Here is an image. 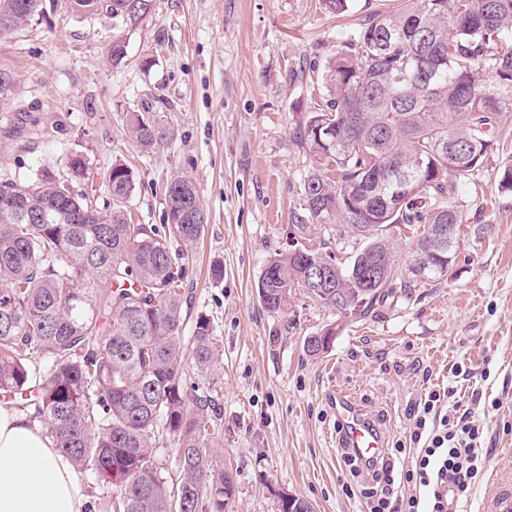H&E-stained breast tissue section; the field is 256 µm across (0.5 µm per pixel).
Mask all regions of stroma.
<instances>
[{
  "label": "stroma",
  "mask_w": 512,
  "mask_h": 512,
  "mask_svg": "<svg viewBox=\"0 0 512 512\" xmlns=\"http://www.w3.org/2000/svg\"><path fill=\"white\" fill-rule=\"evenodd\" d=\"M402 2L350 0L336 15L321 0H154L150 14L130 22L42 0L39 17L0 37V63L16 73L0 112L1 179L23 183L82 155L89 173L77 188L106 215V177L120 161L136 176L132 223L156 226L172 178L199 192L203 236L192 245L171 240L170 249L188 266L189 312L210 319L219 354V419L204 442L233 475L229 512H279L282 491L316 512H364V498L343 488L341 392L391 448L409 442L429 391H451L483 426L488 450L460 512H482L493 482L512 483V193L498 181L512 165V112L493 133L487 163L461 184L472 221L461 227L448 281L354 319L300 291L270 312L256 290L277 253L315 246L344 260L359 250L342 219L320 224L305 211L312 163L299 130L343 40ZM116 39L127 49L118 67L106 59ZM144 110L170 132L149 154L127 132L130 113ZM216 262L218 281L209 274ZM331 325L329 352L307 355L305 338Z\"/></svg>",
  "instance_id": "1"
}]
</instances>
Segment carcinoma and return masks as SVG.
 <instances>
[{
    "label": "carcinoma",
    "mask_w": 512,
    "mask_h": 512,
    "mask_svg": "<svg viewBox=\"0 0 512 512\" xmlns=\"http://www.w3.org/2000/svg\"><path fill=\"white\" fill-rule=\"evenodd\" d=\"M129 2L102 0L103 11L135 21L153 7ZM40 12L41 0H0V35ZM505 30L512 0H405L370 16L327 63L326 96L300 130L312 162L304 209L320 223L360 216L362 249L344 262L313 246L277 254L257 285L268 311L285 309L298 289L344 318L354 308L366 317L398 287L408 295L445 278L404 273L388 226L413 234L415 261L434 225L468 223L459 187L487 162L491 131L512 112V43L498 44ZM354 122L352 139L316 132ZM130 132L145 151L169 137L137 112ZM396 163L409 183L387 178ZM66 167L65 178L0 180V393L46 429L76 472L118 488L113 512H226L233 477L201 439L216 416L208 381L218 354L207 318L182 335L187 268L159 229L128 222L131 169L112 165L105 217L71 185L87 175V159L73 155ZM187 183L167 184L165 218L169 233L193 243L207 215ZM369 246L385 259L374 282L356 266ZM321 262L337 264L332 287L310 288L306 270ZM164 435L177 444L176 483L156 458Z\"/></svg>",
    "instance_id": "1"
}]
</instances>
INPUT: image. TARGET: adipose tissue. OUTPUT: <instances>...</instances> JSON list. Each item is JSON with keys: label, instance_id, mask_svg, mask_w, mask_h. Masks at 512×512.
Listing matches in <instances>:
<instances>
[{"label": "adipose tissue", "instance_id": "adipose-tissue-1", "mask_svg": "<svg viewBox=\"0 0 512 512\" xmlns=\"http://www.w3.org/2000/svg\"><path fill=\"white\" fill-rule=\"evenodd\" d=\"M68 457L24 414L0 404V512H84Z\"/></svg>", "mask_w": 512, "mask_h": 512}]
</instances>
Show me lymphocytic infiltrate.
Here are the masks:
<instances>
[{
  "label": "lymphocytic infiltrate",
  "mask_w": 512,
  "mask_h": 512,
  "mask_svg": "<svg viewBox=\"0 0 512 512\" xmlns=\"http://www.w3.org/2000/svg\"><path fill=\"white\" fill-rule=\"evenodd\" d=\"M440 402V392L432 391L417 408L410 439L420 444V451L396 449L397 455L406 456L405 467L389 459L363 461L353 449L344 450L351 473L364 479L360 493L369 512H419L416 496L395 495L397 482L423 487L428 512H453V504L467 498L485 467L483 430L468 415L442 413Z\"/></svg>",
  "instance_id": "obj_1"
}]
</instances>
